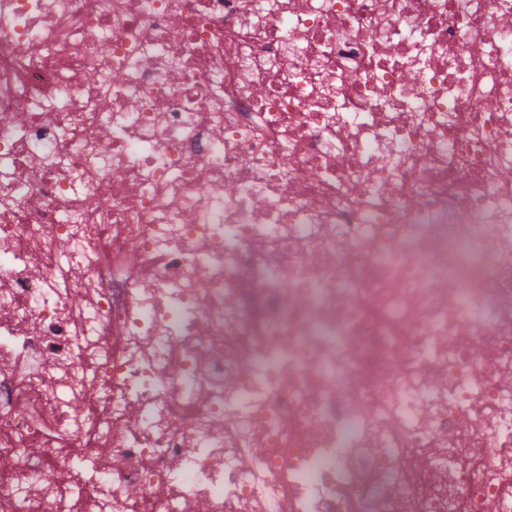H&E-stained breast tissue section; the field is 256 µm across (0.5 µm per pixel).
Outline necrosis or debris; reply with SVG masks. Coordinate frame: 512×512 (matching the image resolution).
<instances>
[{
  "label": "necrosis or debris",
  "mask_w": 512,
  "mask_h": 512,
  "mask_svg": "<svg viewBox=\"0 0 512 512\" xmlns=\"http://www.w3.org/2000/svg\"><path fill=\"white\" fill-rule=\"evenodd\" d=\"M0 460V512H512V0H0Z\"/></svg>",
  "instance_id": "necrosis-or-debris-1"
}]
</instances>
